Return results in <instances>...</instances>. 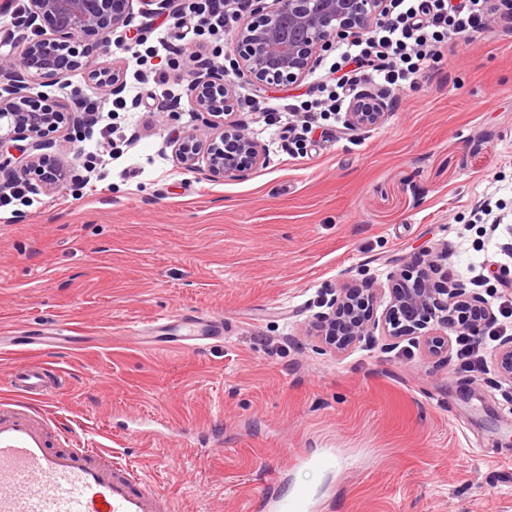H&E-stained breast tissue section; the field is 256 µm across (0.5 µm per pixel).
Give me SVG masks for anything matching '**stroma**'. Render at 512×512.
Segmentation results:
<instances>
[{
    "label": "stroma",
    "instance_id": "obj_1",
    "mask_svg": "<svg viewBox=\"0 0 512 512\" xmlns=\"http://www.w3.org/2000/svg\"><path fill=\"white\" fill-rule=\"evenodd\" d=\"M178 0H135L147 55L129 65L141 108L106 125L36 139L74 181L0 208V395L29 340L69 324L51 356L71 380L49 401L58 419L117 452L173 512H269L266 496L309 491L314 512H512V382L494 347L471 369L383 337L337 355L310 334L330 289L384 288L391 274L447 249L449 277L479 283L512 336V24L459 42L431 79L398 91L380 126L323 139L319 119L290 150L257 103H300L335 60L301 82L235 86L232 118L268 162L229 178L188 170L167 147L206 135L186 86L199 61L223 63L231 33L197 29ZM32 99L108 100L84 71L29 82ZM173 97L155 113L153 98ZM224 324L204 348L155 344L162 314Z\"/></svg>",
    "mask_w": 512,
    "mask_h": 512
}]
</instances>
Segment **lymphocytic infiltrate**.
Returning a JSON list of instances; mask_svg holds the SVG:
<instances>
[{
  "mask_svg": "<svg viewBox=\"0 0 512 512\" xmlns=\"http://www.w3.org/2000/svg\"><path fill=\"white\" fill-rule=\"evenodd\" d=\"M495 9L494 0H395L393 16L345 43L343 58L366 61V70L336 76L311 109L338 115L361 82L402 87L425 77L457 39L485 29Z\"/></svg>",
  "mask_w": 512,
  "mask_h": 512,
  "instance_id": "obj_1",
  "label": "lymphocytic infiltrate"
}]
</instances>
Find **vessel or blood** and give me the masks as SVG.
Listing matches in <instances>:
<instances>
[{
    "instance_id": "obj_1",
    "label": "vessel or blood",
    "mask_w": 512,
    "mask_h": 512,
    "mask_svg": "<svg viewBox=\"0 0 512 512\" xmlns=\"http://www.w3.org/2000/svg\"><path fill=\"white\" fill-rule=\"evenodd\" d=\"M174 320L183 331L170 337V345L200 344L196 313ZM174 320L160 317L158 326ZM67 384L64 373L45 361L10 372L12 396L0 400V512H171L163 492L97 444L50 448L57 421L44 405Z\"/></svg>"
}]
</instances>
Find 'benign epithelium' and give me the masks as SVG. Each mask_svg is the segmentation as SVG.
<instances>
[{"mask_svg": "<svg viewBox=\"0 0 512 512\" xmlns=\"http://www.w3.org/2000/svg\"><path fill=\"white\" fill-rule=\"evenodd\" d=\"M134 0H28L20 16L24 26L37 37L7 56L11 84L0 87V170L10 169L9 180L0 182V191L12 181L31 174L48 192L64 187L69 172L48 167L37 156L13 165L5 145L10 133L4 129H25L35 134L55 132L66 120L63 108H39L12 92L13 84L41 76H63L83 66L78 40L105 46L111 37L115 44L138 42L129 28ZM264 18L256 24L239 27L233 34L229 65L208 63L194 72L186 96L191 111L201 115L210 133L207 141L195 132L185 131L167 141L177 160L193 167L203 158L208 169L226 177L237 176L242 164L263 166L265 150L247 130L225 119L234 96V73L259 88L275 82L295 83L311 70L323 52L336 43L351 40L381 23L388 16L391 0H249ZM126 77L125 61L88 74V79L118 93ZM392 91H365L353 100L345 115V126L352 131L381 125L388 115ZM388 300L381 321L370 318L379 301L380 289L366 284L345 283L331 289L325 302L327 311L316 320V336L330 350L341 353L371 340L382 328L389 345L396 346L405 336L422 338L431 355H451L443 331L463 336L476 328L494 324L495 316L481 291L448 277L433 279L425 270L404 269L391 279ZM501 378L512 381V336H503L496 355Z\"/></svg>", "mask_w": 512, "mask_h": 512, "instance_id": "7a95c632", "label": "benign epithelium"}]
</instances>
